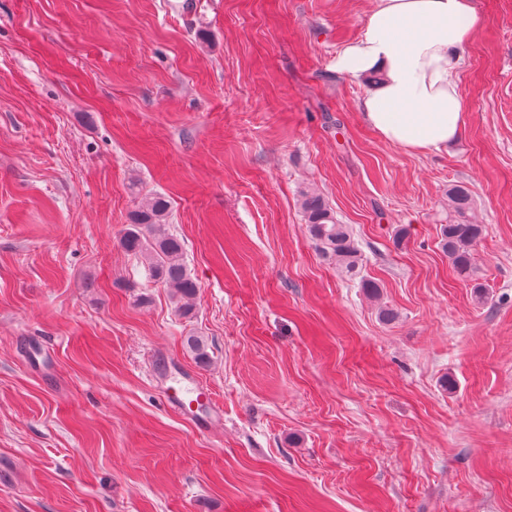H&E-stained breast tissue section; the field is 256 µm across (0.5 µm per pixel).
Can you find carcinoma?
I'll list each match as a JSON object with an SVG mask.
<instances>
[{
	"instance_id": "1",
	"label": "carcinoma",
	"mask_w": 512,
	"mask_h": 512,
	"mask_svg": "<svg viewBox=\"0 0 512 512\" xmlns=\"http://www.w3.org/2000/svg\"><path fill=\"white\" fill-rule=\"evenodd\" d=\"M448 200L454 213L450 224L440 225V242L448 254L453 270L462 278L470 277L474 251L483 238L484 226L467 219L473 196L470 189L456 184L448 189ZM301 207L310 237L325 254L333 257L347 273L354 274L360 266V254L347 225L336 220L324 197L313 191L302 193ZM170 205L162 195H152L130 215L120 238L127 253L146 261L149 275L170 291L180 314L193 311L199 284L187 270L182 240L166 230ZM188 348L200 365L210 362L205 341L191 337Z\"/></svg>"
}]
</instances>
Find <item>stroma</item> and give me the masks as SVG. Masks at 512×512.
<instances>
[{"label":"stroma","instance_id":"stroma-1","mask_svg":"<svg viewBox=\"0 0 512 512\" xmlns=\"http://www.w3.org/2000/svg\"><path fill=\"white\" fill-rule=\"evenodd\" d=\"M475 3L464 130L416 154L333 68L375 0H0V512H512V0ZM453 184L484 227L469 280ZM153 194L187 317L119 244ZM190 368L207 432L162 402ZM448 200L454 213L452 224L440 225V242L448 254L453 270L462 278L470 277L473 269L474 251L483 238L484 227L467 219L473 196L470 189L456 184L448 189ZM301 207L310 237L325 254L333 257L347 273L355 274L360 254L346 224H339L322 195L313 191L302 193Z\"/></svg>","mask_w":512,"mask_h":512}]
</instances>
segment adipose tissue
Wrapping results in <instances>:
<instances>
[{"label": "adipose tissue", "instance_id": "ef3b65f1", "mask_svg": "<svg viewBox=\"0 0 512 512\" xmlns=\"http://www.w3.org/2000/svg\"><path fill=\"white\" fill-rule=\"evenodd\" d=\"M482 23L473 0H377L362 35L337 53L334 68L356 78L380 73L359 110L383 141L438 152L465 125L460 50Z\"/></svg>", "mask_w": 512, "mask_h": 512}]
</instances>
